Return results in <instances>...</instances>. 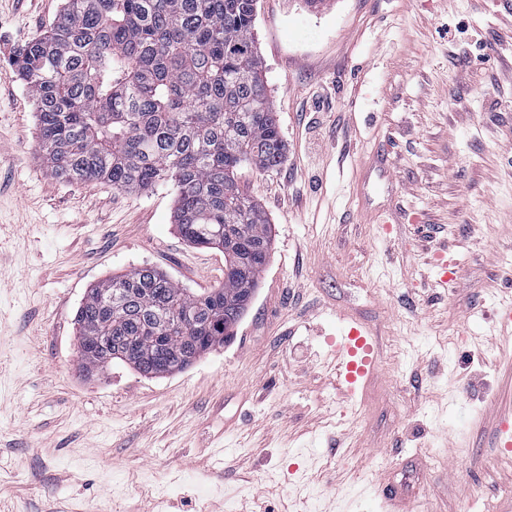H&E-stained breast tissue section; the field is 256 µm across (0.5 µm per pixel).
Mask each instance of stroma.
Wrapping results in <instances>:
<instances>
[{
	"mask_svg": "<svg viewBox=\"0 0 512 512\" xmlns=\"http://www.w3.org/2000/svg\"><path fill=\"white\" fill-rule=\"evenodd\" d=\"M61 3L0 0V512H388L389 484L404 512H512V0H257L288 152L239 181L270 257L230 339L153 378L82 372L84 294L144 265L202 293L224 253L181 237L172 185L47 170L9 59ZM351 324L379 371L348 396Z\"/></svg>",
	"mask_w": 512,
	"mask_h": 512,
	"instance_id": "1",
	"label": "stroma"
}]
</instances>
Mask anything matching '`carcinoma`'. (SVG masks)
I'll return each mask as SVG.
<instances>
[{
    "label": "carcinoma",
    "mask_w": 512,
    "mask_h": 512,
    "mask_svg": "<svg viewBox=\"0 0 512 512\" xmlns=\"http://www.w3.org/2000/svg\"><path fill=\"white\" fill-rule=\"evenodd\" d=\"M255 0H63L39 37L11 57L34 96L39 149L51 174L142 192L171 182L181 236L224 244V283L187 294L150 266L114 276L76 313L80 367L119 359L144 376L180 372L230 337L251 303L235 269L248 249H270L269 221L237 170L283 163L273 100L254 37Z\"/></svg>",
    "instance_id": "cac0c4a2"
}]
</instances>
